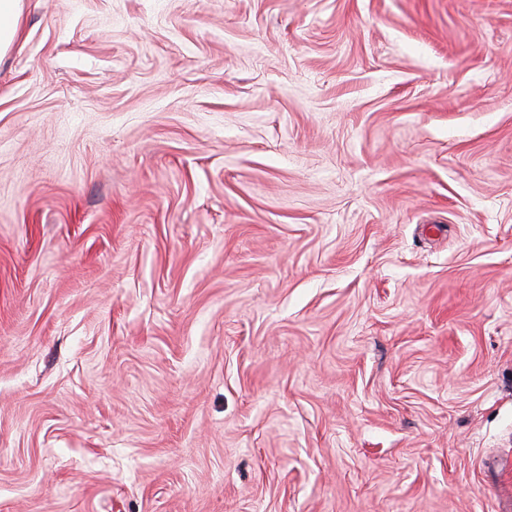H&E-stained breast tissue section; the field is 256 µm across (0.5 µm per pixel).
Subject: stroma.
<instances>
[{
    "label": "stroma",
    "mask_w": 512,
    "mask_h": 512,
    "mask_svg": "<svg viewBox=\"0 0 512 512\" xmlns=\"http://www.w3.org/2000/svg\"><path fill=\"white\" fill-rule=\"evenodd\" d=\"M0 512H512V0H23Z\"/></svg>",
    "instance_id": "35a3bbf8"
}]
</instances>
